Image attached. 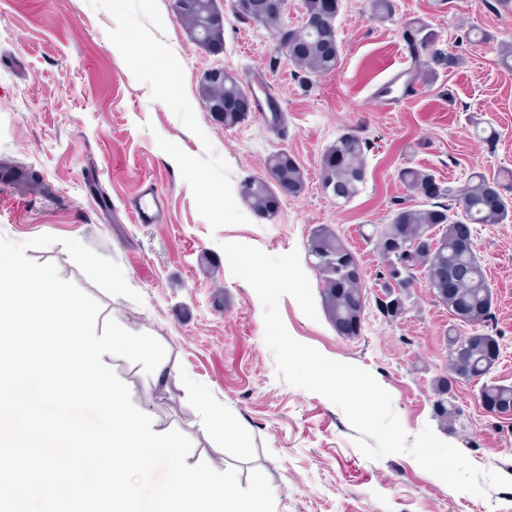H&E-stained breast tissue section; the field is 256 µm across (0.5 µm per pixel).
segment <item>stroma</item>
<instances>
[{
    "label": "stroma",
    "instance_id": "stroma-1",
    "mask_svg": "<svg viewBox=\"0 0 512 512\" xmlns=\"http://www.w3.org/2000/svg\"><path fill=\"white\" fill-rule=\"evenodd\" d=\"M389 19L371 0H340L339 62L311 76L294 65L269 31L224 11V50L192 41L171 0H0V164L38 175L24 188L0 181V237L15 243L51 234L81 241L116 261L140 301L104 293L62 245L27 250L54 263L101 305L102 317L155 336L187 386L164 384L121 357L109 364L134 387L142 410L188 436V465L252 470L268 478L275 512H512V488L478 497L450 489L409 455L377 460L356 447L355 430L325 397L281 381L264 340L263 305L232 275L220 245L239 242L277 256L296 250L313 294L323 284L307 254L318 226L335 229L356 253L369 303L359 336L337 335L325 310L309 319L297 302L279 309L289 333L326 357L360 366L392 397L408 434L434 424L432 381L448 369L449 333L469 335L417 274L405 312L385 317L374 227L387 224L409 191L404 168L464 184L476 172L512 170V2L392 0ZM423 25L439 48L461 60L434 80L418 77L408 99L385 110L373 91L400 65L412 66L403 32ZM221 66L244 85L263 76L285 122L272 128L249 112L236 127L214 122L198 95L202 73ZM367 143L365 181L347 203L324 195L320 158L337 137ZM288 151L305 189L285 196L276 216L255 214L238 192L265 173L267 158ZM162 200L157 224L130 214L144 187ZM476 256L493 294L501 345L492 372L512 383V218L472 227ZM224 413V426L248 434L229 445L207 424L190 389ZM480 385L460 384L464 411L458 447L484 470L512 478V418L483 410Z\"/></svg>",
    "mask_w": 512,
    "mask_h": 512
}]
</instances>
